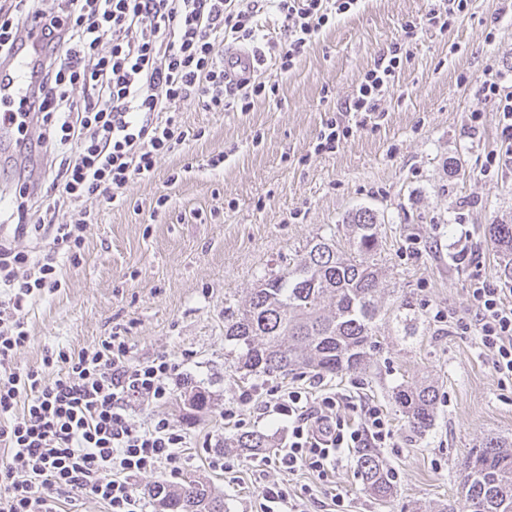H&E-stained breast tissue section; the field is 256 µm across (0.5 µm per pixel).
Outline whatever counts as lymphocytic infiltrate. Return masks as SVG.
Instances as JSON below:
<instances>
[{"label": "lymphocytic infiltrate", "instance_id": "obj_1", "mask_svg": "<svg viewBox=\"0 0 512 512\" xmlns=\"http://www.w3.org/2000/svg\"><path fill=\"white\" fill-rule=\"evenodd\" d=\"M357 0H0V60L24 48L38 28L41 51L26 87L25 109L9 113L18 137L11 154L35 161L9 208L0 210V512H59L56 495L80 489L106 512H145L132 480L160 467L179 474L187 444L181 430L157 416L135 425L138 407L165 404L184 359L162 353L133 360L122 326L79 351L47 350L41 366L17 370L13 358L31 340L26 316L66 285L81 265L86 230L98 213L87 202H123L127 186L151 178L159 163L203 138L184 127L177 106L206 112H248L275 96L278 76L293 70L318 33ZM283 19L287 42L274 47L260 23ZM416 24L366 70L343 109L353 124L328 118L314 154L335 152L379 112L408 55ZM251 49L259 64L274 60L275 77L245 86L224 79V47ZM497 104L501 146L489 162L512 166V96L486 84ZM475 310L462 329L490 353L499 382H512V304L500 289L475 281ZM56 375H49V368ZM326 393L270 388L267 412L288 422L279 467L324 476L354 448H387L392 430L375 405L358 423L341 417Z\"/></svg>", "mask_w": 512, "mask_h": 512}]
</instances>
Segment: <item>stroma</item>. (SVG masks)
Here are the masks:
<instances>
[{
  "instance_id": "stroma-1",
  "label": "stroma",
  "mask_w": 512,
  "mask_h": 512,
  "mask_svg": "<svg viewBox=\"0 0 512 512\" xmlns=\"http://www.w3.org/2000/svg\"><path fill=\"white\" fill-rule=\"evenodd\" d=\"M430 7L431 0H360L278 76L276 97L252 111L179 105L182 124L203 129L204 137L163 161L152 178L131 183L124 203L91 200L101 221L87 230L84 261L67 269L65 288L31 309L32 340L16 352L14 367L40 366L59 345L77 351L97 344L118 325L128 330L134 360L188 354L181 389L206 392L207 407L172 400L136 411L134 421L164 416L185 433L178 478L210 485L224 512H260L259 491L273 482L293 494L311 487L308 512H325L334 492L343 495L344 512H432L457 501L459 465L469 451L489 436L512 442V385L499 384L490 356L460 328L474 317V277L505 284L486 228L512 224V169L488 161L500 129L483 82L495 79L512 92V0H470L448 30L423 26L381 104L384 117L335 152H311L330 110ZM476 112L481 121L473 120ZM218 152L228 155L223 170L207 169ZM175 170L182 177L172 184ZM164 194L165 212L154 213ZM359 209L377 218V259L389 284L379 353L366 368L341 375L237 369L224 344L226 318L318 240L347 246L346 224ZM403 300L420 316L412 336L392 315ZM424 381L441 400L433 424L419 432L397 411L392 390ZM273 386L350 395L341 414L351 420L356 404L381 408L393 431L392 447L378 451L394 476L391 498L380 502L364 491L355 450L347 465L320 478L258 465L235 448L224 409L240 392ZM207 442L225 452L230 469L208 467Z\"/></svg>"
}]
</instances>
